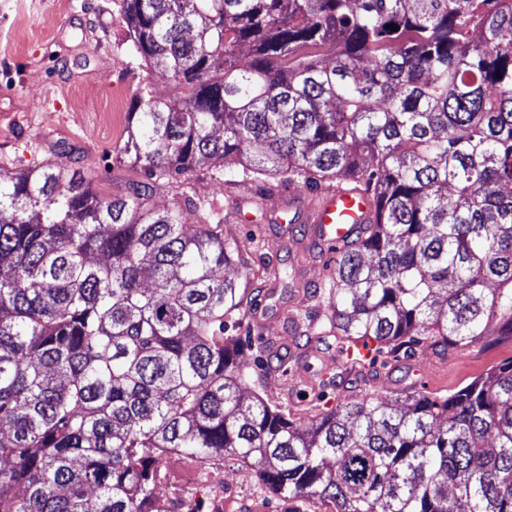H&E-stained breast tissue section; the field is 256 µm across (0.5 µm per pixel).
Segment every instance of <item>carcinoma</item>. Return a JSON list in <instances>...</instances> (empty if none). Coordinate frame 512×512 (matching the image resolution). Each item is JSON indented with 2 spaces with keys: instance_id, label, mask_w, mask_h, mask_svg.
Listing matches in <instances>:
<instances>
[{
  "instance_id": "1",
  "label": "carcinoma",
  "mask_w": 512,
  "mask_h": 512,
  "mask_svg": "<svg viewBox=\"0 0 512 512\" xmlns=\"http://www.w3.org/2000/svg\"><path fill=\"white\" fill-rule=\"evenodd\" d=\"M122 10L177 89L129 112L121 159L147 180L207 159L229 184L277 176L258 207L295 183L371 193L312 327L350 370L493 324L512 336V0ZM185 206L111 199L48 163L0 175V512H169L154 489L171 452L233 456L271 493L334 512H512V360L446 397L373 394L294 420L237 363L238 246Z\"/></svg>"
}]
</instances>
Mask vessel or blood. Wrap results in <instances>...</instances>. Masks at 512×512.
I'll return each mask as SVG.
<instances>
[{"label":"vessel or blood","instance_id":"b4317fda","mask_svg":"<svg viewBox=\"0 0 512 512\" xmlns=\"http://www.w3.org/2000/svg\"><path fill=\"white\" fill-rule=\"evenodd\" d=\"M277 212L287 215L291 223L310 225L314 244L327 260L325 271L330 274L337 252L361 224L374 217L375 201L362 190L340 186L313 196L288 194L281 197Z\"/></svg>","mask_w":512,"mask_h":512}]
</instances>
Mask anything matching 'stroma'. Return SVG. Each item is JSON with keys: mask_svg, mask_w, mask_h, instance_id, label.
Masks as SVG:
<instances>
[{"mask_svg": "<svg viewBox=\"0 0 512 512\" xmlns=\"http://www.w3.org/2000/svg\"><path fill=\"white\" fill-rule=\"evenodd\" d=\"M120 3L51 0L45 8L41 0H0V170L53 161L112 198L142 182L120 160L128 112L137 96L169 98L176 90L134 54ZM213 173L210 161L199 162L184 183L148 190L147 202L162 210L189 195L226 215L224 237L241 247L236 275L250 300L240 361L271 405L307 419L373 393L445 396L512 359V336H489L445 352L420 345L356 378L335 349L292 323L326 283L308 237L272 220L276 201L256 208L254 184L228 185ZM267 264L294 271V287L264 281Z\"/></svg>", "mask_w": 512, "mask_h": 512, "instance_id": "1", "label": "stroma"}]
</instances>
